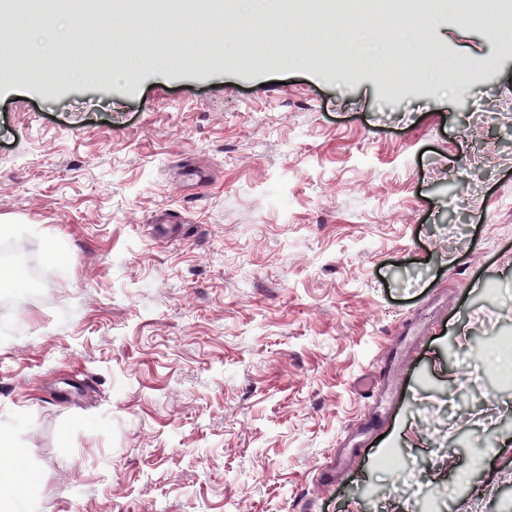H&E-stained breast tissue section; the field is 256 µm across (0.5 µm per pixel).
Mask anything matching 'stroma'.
<instances>
[{
  "instance_id": "obj_1",
  "label": "stroma",
  "mask_w": 512,
  "mask_h": 512,
  "mask_svg": "<svg viewBox=\"0 0 512 512\" xmlns=\"http://www.w3.org/2000/svg\"><path fill=\"white\" fill-rule=\"evenodd\" d=\"M260 17L282 23L267 0L176 18L209 45L175 68L140 65L152 36L117 40V7L81 40L0 42V225L35 229L0 233V267L39 272L0 291V428L37 512H512V21L444 0L432 41L480 68L467 93L434 74L397 96L374 64L401 24L323 23L357 44L346 69L226 64ZM91 46L115 80L80 68ZM185 165L203 186L175 185ZM162 210L181 237L148 238ZM393 368L373 418L353 382Z\"/></svg>"
}]
</instances>
